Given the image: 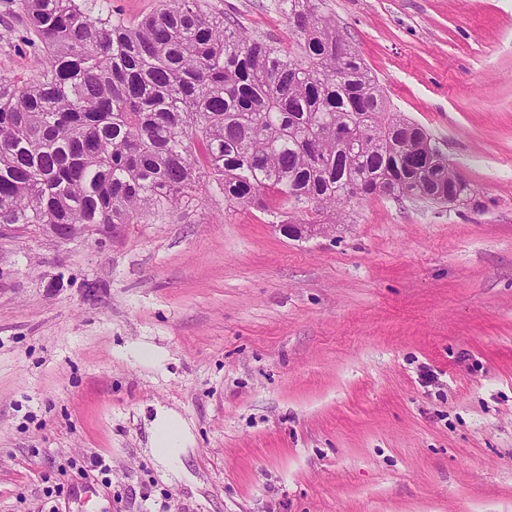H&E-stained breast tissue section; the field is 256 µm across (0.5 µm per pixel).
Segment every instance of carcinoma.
<instances>
[{
  "label": "carcinoma",
  "mask_w": 512,
  "mask_h": 512,
  "mask_svg": "<svg viewBox=\"0 0 512 512\" xmlns=\"http://www.w3.org/2000/svg\"><path fill=\"white\" fill-rule=\"evenodd\" d=\"M103 4L17 0L42 60L0 74V224L87 234L164 219L210 182L232 207L293 205L290 224L307 201L336 224L352 196L472 194L431 135L388 110L326 0H276L279 45L204 0H161L137 21Z\"/></svg>",
  "instance_id": "obj_1"
}]
</instances>
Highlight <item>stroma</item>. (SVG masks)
I'll use <instances>...</instances> for the list:
<instances>
[{"label":"stroma","mask_w":512,"mask_h":512,"mask_svg":"<svg viewBox=\"0 0 512 512\" xmlns=\"http://www.w3.org/2000/svg\"><path fill=\"white\" fill-rule=\"evenodd\" d=\"M206 2L289 40L274 0ZM326 7L472 199L356 198L295 239L206 186L163 221L4 232L0 512H512V0ZM185 429L180 418L174 414L161 415L154 427V450L160 457H169L175 448H180L185 440Z\"/></svg>","instance_id":"obj_1"}]
</instances>
